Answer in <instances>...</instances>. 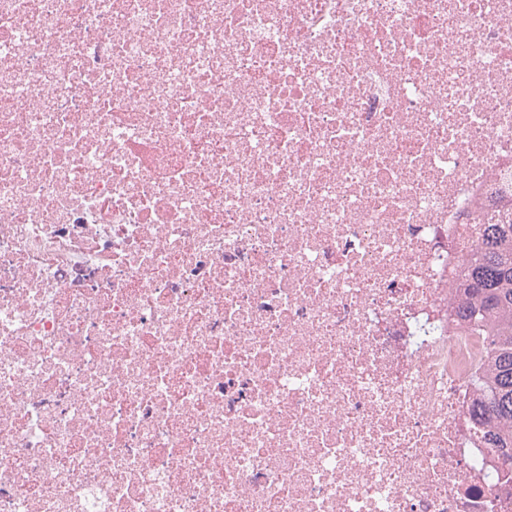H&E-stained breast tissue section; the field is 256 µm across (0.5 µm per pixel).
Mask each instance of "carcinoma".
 Instances as JSON below:
<instances>
[{"label":"carcinoma","instance_id":"1","mask_svg":"<svg viewBox=\"0 0 512 512\" xmlns=\"http://www.w3.org/2000/svg\"><path fill=\"white\" fill-rule=\"evenodd\" d=\"M458 313L488 337L490 359L470 385L483 443L512 473V223L490 224L464 260Z\"/></svg>","mask_w":512,"mask_h":512}]
</instances>
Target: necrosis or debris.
I'll return each instance as SVG.
<instances>
[{"mask_svg": "<svg viewBox=\"0 0 512 512\" xmlns=\"http://www.w3.org/2000/svg\"><path fill=\"white\" fill-rule=\"evenodd\" d=\"M510 223L512 0H0V512H512ZM458 275V313L468 328L488 336L490 359L470 385L481 439L512 473V223L488 231Z\"/></svg>", "mask_w": 512, "mask_h": 512, "instance_id": "obj_1", "label": "necrosis or debris"}]
</instances>
